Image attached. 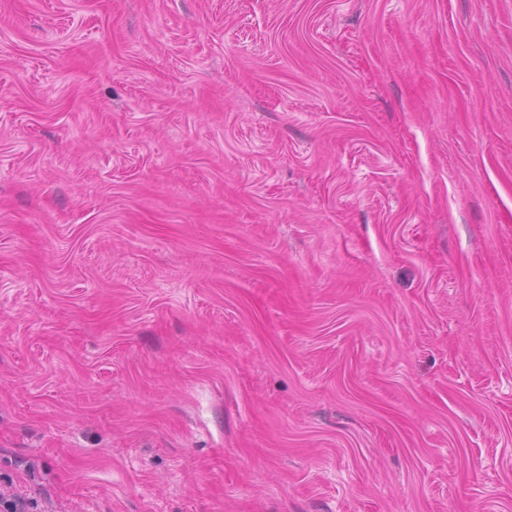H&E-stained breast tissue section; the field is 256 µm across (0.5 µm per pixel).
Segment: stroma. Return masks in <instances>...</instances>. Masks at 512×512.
<instances>
[{"label":"stroma","mask_w":512,"mask_h":512,"mask_svg":"<svg viewBox=\"0 0 512 512\" xmlns=\"http://www.w3.org/2000/svg\"><path fill=\"white\" fill-rule=\"evenodd\" d=\"M0 488L512 512V0H0Z\"/></svg>","instance_id":"1"}]
</instances>
